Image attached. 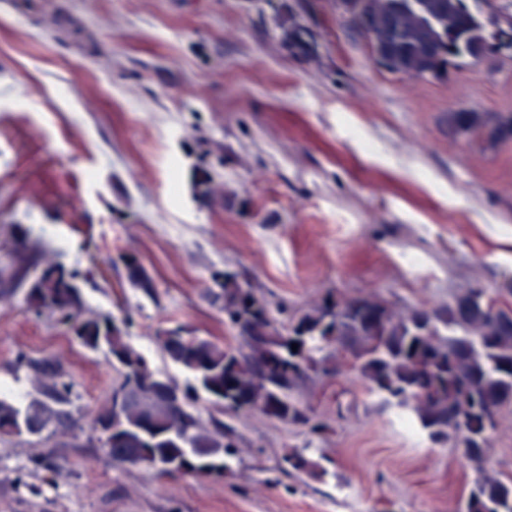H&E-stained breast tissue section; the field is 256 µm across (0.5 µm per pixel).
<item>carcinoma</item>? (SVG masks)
I'll use <instances>...</instances> for the list:
<instances>
[{
  "label": "carcinoma",
  "instance_id": "1",
  "mask_svg": "<svg viewBox=\"0 0 512 512\" xmlns=\"http://www.w3.org/2000/svg\"><path fill=\"white\" fill-rule=\"evenodd\" d=\"M336 8L388 72L442 80L460 62L512 50V12L491 0H336ZM307 30L288 27L289 47L306 53ZM448 134L490 146L512 139V113L450 112ZM0 303L22 294L28 311L49 316L89 352H103L115 372L109 398L92 416L112 426L98 439L115 467L158 477H224L244 448L232 421L258 411L314 435L324 430L301 388L319 375L354 370L366 389L402 410L429 441L451 442L476 473L456 512H512V478L486 467L499 413L512 405V308L473 286L448 302L398 308L374 295L329 294L284 321L250 281L226 271L209 290L233 341L156 333L162 357L187 375L181 385L153 368L128 341L132 318L87 312L79 273L21 231L6 242ZM131 287L158 296L152 276L132 254L121 256ZM297 350H292V345ZM36 396L21 406L0 396V438L64 436L74 423V382L58 357L20 353ZM299 473L328 471L304 452L286 458Z\"/></svg>",
  "mask_w": 512,
  "mask_h": 512
}]
</instances>
